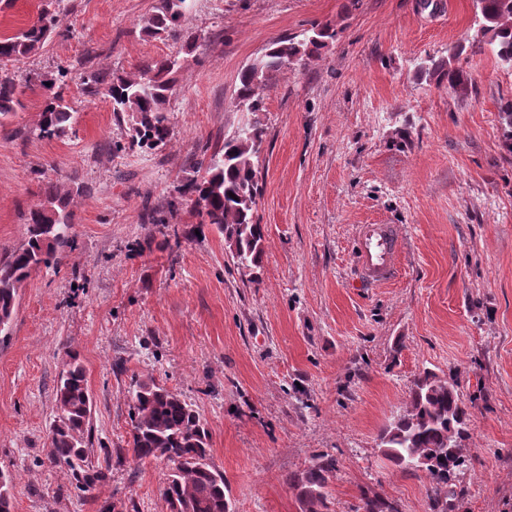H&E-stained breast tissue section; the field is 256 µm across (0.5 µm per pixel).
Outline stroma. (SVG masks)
Masks as SVG:
<instances>
[{"mask_svg": "<svg viewBox=\"0 0 512 512\" xmlns=\"http://www.w3.org/2000/svg\"><path fill=\"white\" fill-rule=\"evenodd\" d=\"M159 0H62L57 33L24 60L22 105L0 128V259L25 238L22 212L46 184L87 186L57 268L32 272L0 340V471L13 512H165L172 465L128 446L134 381L191 402L210 430L235 512H300L289 473L336 459L329 512L362 494L399 512H432L423 473L390 462L379 433L416 377L455 378L470 408V460L452 480V512H512V152L499 106L512 70L468 49L461 85L419 76L418 60L472 37V0H193L194 47L143 32ZM328 22L319 60L278 75L259 118L260 268L237 267L224 237L197 223L178 190L204 147L242 122L240 70L278 37ZM179 55L172 135L131 143L127 120L92 73L136 71ZM69 67L77 111L66 137L38 134L40 81ZM362 224H395V278L357 277ZM93 398L88 492L49 466L55 385L69 353Z\"/></svg>", "mask_w": 512, "mask_h": 512, "instance_id": "1", "label": "stroma"}]
</instances>
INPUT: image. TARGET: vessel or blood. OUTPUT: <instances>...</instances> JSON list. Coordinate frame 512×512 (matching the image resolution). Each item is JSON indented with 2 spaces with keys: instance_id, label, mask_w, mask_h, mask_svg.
<instances>
[{
  "instance_id": "obj_1",
  "label": "vessel or blood",
  "mask_w": 512,
  "mask_h": 512,
  "mask_svg": "<svg viewBox=\"0 0 512 512\" xmlns=\"http://www.w3.org/2000/svg\"><path fill=\"white\" fill-rule=\"evenodd\" d=\"M358 269L372 286L388 283L395 275L402 236L393 224H363L359 227Z\"/></svg>"
}]
</instances>
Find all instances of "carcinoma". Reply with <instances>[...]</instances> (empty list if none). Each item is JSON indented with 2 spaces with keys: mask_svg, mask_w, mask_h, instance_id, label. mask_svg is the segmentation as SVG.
I'll list each match as a JSON object with an SVG mask.
<instances>
[{
  "mask_svg": "<svg viewBox=\"0 0 512 512\" xmlns=\"http://www.w3.org/2000/svg\"><path fill=\"white\" fill-rule=\"evenodd\" d=\"M55 0H41L35 19L19 31L0 37V63L17 64L43 47L54 33ZM479 29L473 41L486 44L498 63L512 69V0H473ZM191 0H159V5L142 19V28L152 36L181 34ZM336 38L330 23L311 24L294 36L271 41L264 53L238 74L234 106L247 114L248 130H234L224 144L197 162V176L188 180L179 194L190 202L202 224L224 234V243L237 266L260 267L264 254V226L257 219L260 194L258 159L266 128L258 118L264 111L263 91L280 73L301 69L319 58ZM465 46L448 49V56L420 63L419 71L437 82L458 83L455 60ZM179 59L168 56L142 66L136 73L110 80L106 96L112 112L126 117L132 139L141 148L156 149L166 144L171 133L169 102L175 87ZM69 70L42 85L47 92L40 112L39 135L47 138L66 134L76 123L77 111L58 86ZM22 91L15 75L0 72V127L22 106ZM505 146L512 149V99L500 107ZM85 192L80 185L50 184L41 203L22 214L27 224L25 242L0 261V335H8L19 291L37 268L58 265L59 255L73 247L72 212L69 201ZM57 416L51 429L46 458L86 492L105 477L103 468L89 460L92 398L86 372L77 355H70L56 386ZM468 406L458 392L457 381L427 371L409 391L403 411L380 433L378 447L394 465L425 473L435 505L448 512L450 482L467 466ZM130 441L134 458H164L173 463L163 490L168 512H234L227 495L224 473L210 457V433L201 414L181 395L155 383L137 381L130 404ZM336 459L319 454L302 471L290 477L297 491L300 512H329L328 487L335 476ZM356 512H398L393 503L365 495Z\"/></svg>",
  "mask_w": 512,
  "mask_h": 512,
  "instance_id": "cac0c4a2",
  "label": "carcinoma"
}]
</instances>
